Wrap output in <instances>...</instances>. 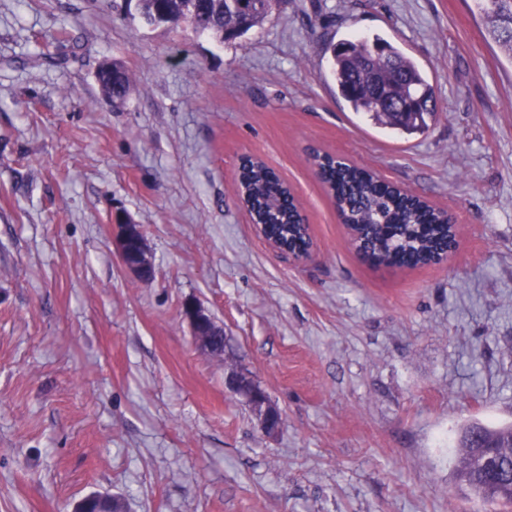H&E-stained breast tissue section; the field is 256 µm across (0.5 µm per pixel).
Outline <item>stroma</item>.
I'll return each instance as SVG.
<instances>
[{"instance_id":"obj_1","label":"stroma","mask_w":512,"mask_h":512,"mask_svg":"<svg viewBox=\"0 0 512 512\" xmlns=\"http://www.w3.org/2000/svg\"><path fill=\"white\" fill-rule=\"evenodd\" d=\"M383 37L433 88L428 130L351 110L329 47ZM131 90L106 100L99 65ZM444 209L454 258L377 268L350 246L311 149ZM294 190L314 256L274 252L235 169ZM141 228L155 268L112 239ZM223 325L214 356L181 317ZM248 372L266 435L225 386ZM512 424V58L476 0H280L217 43L111 0H0V512H481L455 477L469 425ZM112 68L104 69L99 67L96 77L100 86L102 95L110 102H123L131 86V78L123 64L119 61H111ZM112 69L113 77H112ZM115 226L116 250L123 268L141 280L154 277L146 240L136 224L118 220ZM225 384L236 395L241 396L257 416L260 427L268 434L278 432L282 415L271 402L267 392L246 372H236L227 377ZM76 512H119L117 502L110 496L90 494L84 497L76 506Z\"/></svg>"}]
</instances>
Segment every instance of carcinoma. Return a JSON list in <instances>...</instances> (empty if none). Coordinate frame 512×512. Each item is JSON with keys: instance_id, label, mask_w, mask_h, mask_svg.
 Segmentation results:
<instances>
[{"instance_id": "carcinoma-1", "label": "carcinoma", "mask_w": 512, "mask_h": 512, "mask_svg": "<svg viewBox=\"0 0 512 512\" xmlns=\"http://www.w3.org/2000/svg\"><path fill=\"white\" fill-rule=\"evenodd\" d=\"M279 0H269L267 9L253 12V0H137L140 18L150 26H183L206 34L222 44L240 38L263 24ZM507 0H482L480 8L496 43L512 57V33H503ZM381 68L393 62L390 72L400 83L403 121L391 118L395 111L378 93L372 76L362 69L366 58ZM332 71L342 97L354 112H366L380 125L408 133L428 128L427 118L436 105L430 87L416 61L381 38L346 40L332 47ZM102 95L110 102L124 101L131 78L123 64L99 68L96 74ZM320 182L333 198L336 208L359 225L365 257L376 265L415 268L431 263L451 234L443 210L410 191L381 179L374 172L352 163H339L327 153L314 155ZM242 201L251 217L265 225L266 234L290 251L309 245L306 228L298 223L296 199L288 184L264 161L247 160L239 173ZM500 442L498 448H474L461 433L464 449L457 478L471 493L473 501L492 512H512V426L484 427ZM76 512H119L110 496L90 494L76 506Z\"/></svg>"}]
</instances>
